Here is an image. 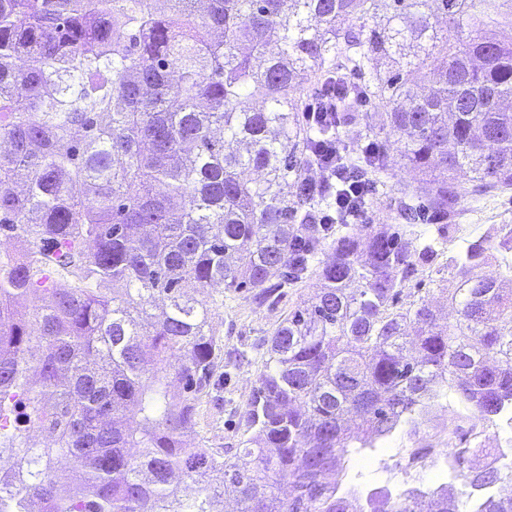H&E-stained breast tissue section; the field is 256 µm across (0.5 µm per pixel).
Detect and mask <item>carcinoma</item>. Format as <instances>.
Returning <instances> with one entry per match:
<instances>
[{
    "mask_svg": "<svg viewBox=\"0 0 512 512\" xmlns=\"http://www.w3.org/2000/svg\"><path fill=\"white\" fill-rule=\"evenodd\" d=\"M0 0V512H512L498 468L462 491H363L356 459L445 408L483 429L512 422V262L464 240L441 320L410 282L435 266L462 192L512 188V43L490 41L512 0ZM466 21L448 40L432 4ZM363 78L337 102H374L378 133L432 190L436 234L311 224L300 192L322 132L304 90ZM386 145L352 170L375 181ZM331 260L318 261L326 244ZM317 274L322 288L268 339L235 453L191 438L224 385V344L202 290ZM38 294L41 305L29 307Z\"/></svg>",
    "mask_w": 512,
    "mask_h": 512,
    "instance_id": "cac0c4a2",
    "label": "carcinoma"
}]
</instances>
